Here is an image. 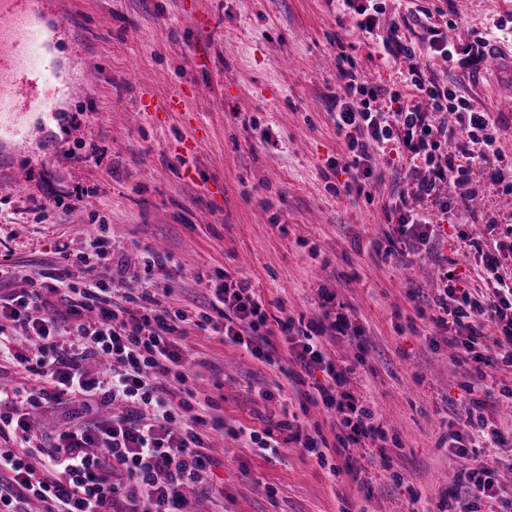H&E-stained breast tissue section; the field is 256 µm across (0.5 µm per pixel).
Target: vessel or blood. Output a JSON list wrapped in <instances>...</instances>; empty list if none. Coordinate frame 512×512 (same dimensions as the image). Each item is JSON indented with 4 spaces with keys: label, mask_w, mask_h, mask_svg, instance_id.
Returning a JSON list of instances; mask_svg holds the SVG:
<instances>
[{
    "label": "vessel or blood",
    "mask_w": 512,
    "mask_h": 512,
    "mask_svg": "<svg viewBox=\"0 0 512 512\" xmlns=\"http://www.w3.org/2000/svg\"><path fill=\"white\" fill-rule=\"evenodd\" d=\"M84 59L87 45L78 37L61 0H0V134L26 137L24 113L45 123L59 119V93L73 94L63 80L60 44Z\"/></svg>",
    "instance_id": "obj_1"
}]
</instances>
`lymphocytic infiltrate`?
Returning <instances> with one entry per match:
<instances>
[{"instance_id": "1", "label": "lymphocytic infiltrate", "mask_w": 512, "mask_h": 512, "mask_svg": "<svg viewBox=\"0 0 512 512\" xmlns=\"http://www.w3.org/2000/svg\"><path fill=\"white\" fill-rule=\"evenodd\" d=\"M491 39L480 36L467 43L450 42L437 32L430 40L433 57L480 72ZM341 91L332 99L336 132L347 143L348 158L340 170L345 193L361 190L375 172L377 154L395 147L410 161L411 171L425 169L426 177L411 178L392 208L385 234L387 254L399 249L418 254L432 251L444 223L464 224L468 216L452 207L439 190L462 183L471 167L499 157L504 126L498 112L476 109L464 96L426 79L421 69L403 81L416 99L414 105L388 112L375 109L386 95L381 85L362 82L346 53L338 55ZM453 114V126L439 123ZM460 136V157L441 148V137ZM497 224L489 222L486 238L495 250L482 252L481 241L469 245L482 253V273L494 288L471 292L445 272L434 298L439 310L434 323L447 331L449 348L476 376L494 361L512 363V278H505L496 258L512 251V240L497 239ZM108 243L90 239L79 260L86 279L72 283L66 270L41 273L38 287L0 293V335L11 331L27 336L34 347L17 355L18 363L45 377L48 386L30 391L27 410L0 397V435L14 433L17 448H0V512H26L31 500L46 503L47 512H186L187 488L199 487L216 461L208 454L207 426H219L207 409L182 418L173 401L175 387H187L191 377L184 363L187 325L182 310H171L155 297L137 301L122 293L119 279L102 278L91 259L106 253ZM43 308L44 317H33ZM197 327L211 329L221 342L246 345L263 362H271L270 338L285 333L287 349L298 370L291 378L314 379L306 398L336 413V453L342 466L331 475L359 480L353 450L368 439L383 437L374 413L346 391V370L329 359L324 339L347 334L352 325L343 312H324L322 318L271 329L261 301L245 282L215 284L207 312ZM98 359L106 369L89 375L85 364ZM81 401L83 410L105 407L106 416L69 420L52 435L37 436L29 407ZM457 457L467 459L459 490L449 512H512V490L498 483L499 459L486 460L470 452L460 432L449 435Z\"/></svg>"}]
</instances>
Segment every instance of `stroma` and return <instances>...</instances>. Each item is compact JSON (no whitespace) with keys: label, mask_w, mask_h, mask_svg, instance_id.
Masks as SVG:
<instances>
[{"label":"stroma","mask_w":512,"mask_h":512,"mask_svg":"<svg viewBox=\"0 0 512 512\" xmlns=\"http://www.w3.org/2000/svg\"><path fill=\"white\" fill-rule=\"evenodd\" d=\"M70 19L90 43L86 65L101 76L78 84L68 120L35 127L28 139L0 138V257H9L6 285L28 287L35 272L85 275L73 256L104 237L110 253L99 274H119L125 293L154 289L174 310L197 317L208 280L228 273L246 281L269 323L320 317L322 292L343 306L359 337L341 336L327 352L346 367L345 387L382 423L384 446L357 449L364 479L331 476L336 463L332 417L300 407L283 333L271 338L274 364L190 327L185 362L195 399L211 398L224 420L209 453L218 461L206 492L188 496L189 512H444L457 490L461 461L443 438L469 404L472 376L443 332L419 306L433 300L442 267L469 288L485 289L479 259L460 251L459 233L479 234L498 220L512 232V195L487 175L451 189L453 201L479 189L475 223L445 226L431 253L386 257V209L408 180L395 153L378 157L375 177L358 201L335 194L344 178L327 162L345 159L331 98L338 89L339 46L363 80L400 90L412 67L450 85L474 106L501 111L512 127V35L501 34L486 69L472 74L428 58L430 27L453 22L458 42L512 20V0H380L381 26L397 24L414 57L393 56L359 34L342 0H67ZM431 13L430 27L417 11ZM185 90L183 109L166 104ZM199 138L186 155L184 141ZM61 199L55 219L40 220L42 203ZM170 259L148 267L147 252ZM506 441L485 448L512 455V366L485 370ZM270 391L271 399L260 396ZM295 421L319 430L326 465L303 448L268 461L248 437Z\"/></svg>","instance_id":"obj_1"}]
</instances>
